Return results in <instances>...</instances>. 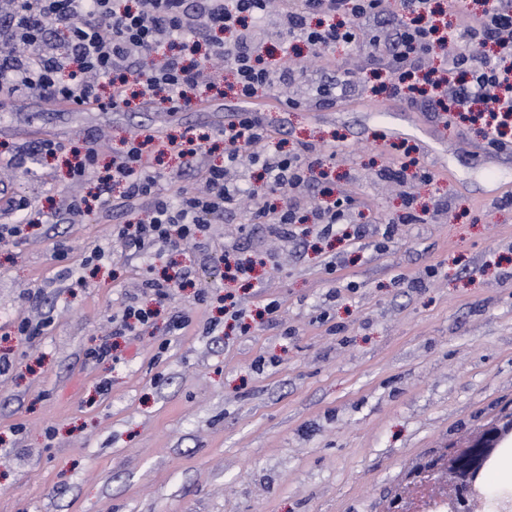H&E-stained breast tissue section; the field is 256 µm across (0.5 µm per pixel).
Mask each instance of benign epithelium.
Returning a JSON list of instances; mask_svg holds the SVG:
<instances>
[{"instance_id": "obj_1", "label": "benign epithelium", "mask_w": 512, "mask_h": 512, "mask_svg": "<svg viewBox=\"0 0 512 512\" xmlns=\"http://www.w3.org/2000/svg\"><path fill=\"white\" fill-rule=\"evenodd\" d=\"M511 438L510 410L448 444L444 451L422 457L382 507L392 512H426L432 501L444 507V512H486L487 473L502 444Z\"/></svg>"}]
</instances>
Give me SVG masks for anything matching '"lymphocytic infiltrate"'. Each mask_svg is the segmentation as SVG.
I'll return each mask as SVG.
<instances>
[{"label":"lymphocytic infiltrate","instance_id":"1","mask_svg":"<svg viewBox=\"0 0 512 512\" xmlns=\"http://www.w3.org/2000/svg\"><path fill=\"white\" fill-rule=\"evenodd\" d=\"M443 9L438 0H0V100L38 94L62 108L109 102L126 106L129 75H136L142 99L175 112L206 101L217 88L216 75L230 70L241 104L225 123L224 162L207 159L206 134L188 128L167 137L165 153L199 172L202 189H159L150 129L140 128L99 175L96 196L120 195L143 217L118 233L125 246L151 256L165 249L207 243L210 225L223 221L244 193L247 165L259 167L269 201L254 204L251 219L278 230L299 227L301 235L338 232L347 223L352 200L335 185L321 187L322 202L303 206L301 195L330 157L325 149L284 152L253 104L259 90L293 87L300 75L292 53L297 44L324 58L336 47L362 50L377 71L387 73L392 91L408 87L424 94L435 115L453 121L480 120L491 148H499L503 128L512 126V0H481L471 24L440 32ZM276 40L280 57L267 61V40ZM110 95H103V88ZM70 153L69 175L81 181L97 172L101 150L96 138L82 148L66 149L52 139L34 146L32 155ZM21 219L0 225V242L25 237L31 221L77 224L90 212L86 197L69 195L58 206L30 218L25 200L13 202Z\"/></svg>","mask_w":512,"mask_h":512}]
</instances>
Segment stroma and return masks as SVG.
I'll return each instance as SVG.
<instances>
[{"label": "stroma", "mask_w": 512, "mask_h": 512, "mask_svg": "<svg viewBox=\"0 0 512 512\" xmlns=\"http://www.w3.org/2000/svg\"><path fill=\"white\" fill-rule=\"evenodd\" d=\"M309 57L299 48L304 105L269 97L261 117L273 142L334 147L329 178L356 201L347 235L289 239L239 212L210 226L209 248L147 258L118 238L136 214L97 203L83 223L37 224L0 243V512H374L409 458L512 409V133L495 150L423 98L390 97L346 47L336 63L358 70L359 88L317 104L325 74ZM238 109L229 93L173 114L137 100L58 111L20 94L0 110V149L45 138L79 147L96 131L109 139L107 165L136 128L214 135ZM413 158L433 183L381 176ZM95 184L34 159L31 173L0 181V224L14 219L10 198L41 207ZM409 195L433 223H403ZM56 248L72 264L105 257L84 282L61 281ZM226 255L250 278H226ZM185 266L192 285L151 325L113 336L131 298L150 304L145 277ZM273 299L277 317L256 320ZM33 305L48 325L18 340ZM175 314L189 324L173 333ZM107 336L114 357L89 358Z\"/></svg>", "instance_id": "35a3bbf8"}]
</instances>
